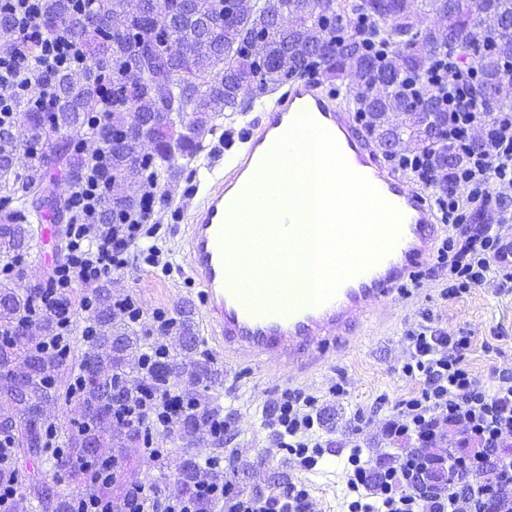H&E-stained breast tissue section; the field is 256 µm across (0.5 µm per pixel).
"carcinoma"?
<instances>
[{"label": "carcinoma", "mask_w": 512, "mask_h": 512, "mask_svg": "<svg viewBox=\"0 0 512 512\" xmlns=\"http://www.w3.org/2000/svg\"><path fill=\"white\" fill-rule=\"evenodd\" d=\"M195 0L194 8L220 20L223 13L238 16L240 23L224 28L220 42L202 38L197 22L188 17L186 0H96V7L119 19L108 43L92 33L87 39L90 64L79 76L66 74L77 89L89 79L91 72L103 68L104 58L113 45L128 48L133 75L112 81V121L99 127L90 138L109 148L116 193L108 204L114 209L130 206L135 186L155 173L162 181L180 175L174 163L173 144L178 154L193 159L203 149V136L212 119L226 112H249L254 100L271 84L318 76L330 80L346 73L357 81L353 97L364 111L383 115L387 112L408 117L410 133L399 125H391L387 134L395 143L404 140L425 142L422 138L425 115L417 112L405 90L408 79L420 73L435 56L476 57L482 81L474 93L490 112L501 111L508 103L499 88L506 76L504 66L512 59V0H285L281 6L282 22L269 37L259 42L251 22L253 10L265 9L263 0ZM435 15L438 30L418 28L422 14ZM374 18L383 27L385 46L395 48L381 68L374 69L378 56L367 51L358 32L349 29L347 20L354 15ZM307 52H295L298 42ZM172 44H190L192 54L175 57L168 52ZM96 91L78 95L72 103L56 104L46 116L21 115L22 126L17 139L4 138L3 143L16 150L18 142L27 139L41 144L52 153L55 170L53 181L64 176V183L53 192L72 193L84 178L86 160L71 152L72 138H85V116L94 110ZM155 120L148 129L154 154L140 155V125ZM189 124L193 135H175L176 128ZM36 169L20 174L11 167L0 168V207L8 210L10 222L0 224V261L14 264L24 256V249L39 235L43 213L50 210L35 199L41 184ZM36 297L0 283V326L11 331L8 343L7 371L0 373V407L18 405L15 381L32 388L33 398L27 404L28 427L37 428L35 447L28 449V459L50 466L53 479L61 485L49 494L30 480L17 458H11V482L26 485L29 498L37 502L41 512H74L75 502L87 493L112 497V482L102 486L71 482L85 474L88 454L77 434L89 432L95 447L112 445V438L139 440L141 427L117 420L122 407L112 406V374L91 364L88 353L81 356L60 355L56 348L86 345L80 336L56 335L57 326L71 313L72 302L62 296L53 313L42 319L43 336H33L26 326L27 316ZM176 340L182 348L186 341L197 343L193 321L181 311ZM93 322L96 336L91 347L101 351L98 359L110 368L128 366V355L140 348V339L126 332L122 324L112 320V297L106 286L96 290ZM178 366L177 357L167 356L155 362L140 381L146 390L178 389L170 376ZM92 411L88 421L70 420L61 433L54 419L43 414V406L71 404ZM213 415L207 405L185 415L178 432L189 443L202 439L204 423ZM197 460L183 461L179 479L173 487L155 485L151 492L158 498L190 492Z\"/></svg>", "instance_id": "carcinoma-1"}]
</instances>
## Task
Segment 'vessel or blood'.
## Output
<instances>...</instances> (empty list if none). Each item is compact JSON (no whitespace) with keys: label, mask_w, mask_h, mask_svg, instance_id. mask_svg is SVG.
Here are the masks:
<instances>
[{"label":"vessel or blood","mask_w":512,"mask_h":512,"mask_svg":"<svg viewBox=\"0 0 512 512\" xmlns=\"http://www.w3.org/2000/svg\"><path fill=\"white\" fill-rule=\"evenodd\" d=\"M303 114L334 136L351 169L400 215L390 251L322 303L311 302L312 289L299 271L311 238L306 223L294 220L286 187L268 179L256 197L247 194L264 157ZM225 150L223 167L212 169L186 216L183 247L200 308L226 353L257 359L276 352L288 368L317 364L327 343L358 331L431 261L444 227L425 193L387 165L351 107L318 79L281 87L264 116L245 121L237 143Z\"/></svg>","instance_id":"vessel-or-blood-1"}]
</instances>
